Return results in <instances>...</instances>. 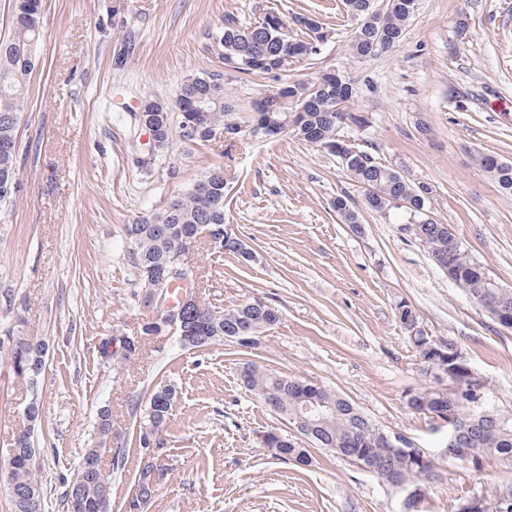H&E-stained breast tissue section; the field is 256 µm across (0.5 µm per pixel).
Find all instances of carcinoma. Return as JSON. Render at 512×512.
Returning a JSON list of instances; mask_svg holds the SVG:
<instances>
[{
  "label": "carcinoma",
  "mask_w": 512,
  "mask_h": 512,
  "mask_svg": "<svg viewBox=\"0 0 512 512\" xmlns=\"http://www.w3.org/2000/svg\"><path fill=\"white\" fill-rule=\"evenodd\" d=\"M348 12L370 22L358 27L350 44V52L357 58H371L389 51L401 38L417 8V0H393L390 7L379 9L374 0H344ZM14 24L8 38L0 39V203L17 189V133L18 123L12 117L24 109L30 75L32 74L38 44L42 0H13ZM302 39L288 34V24L278 13H269L253 25L243 27L233 19L224 20V28L211 34L208 51L224 66L243 75L278 74L282 56L292 43ZM280 103L273 118L284 119L298 114L290 132L298 139L312 143L326 151L338 143L341 129L356 118L347 111L352 97V87L336 73L326 72L313 80H287L279 87ZM144 116L158 131V153L167 152L174 132L190 142L208 146L216 140L219 131L236 123L231 107L224 95V81L213 76H188L182 83L174 104L149 99L145 101ZM183 105L191 119L183 124L184 114L175 111ZM343 169L351 180L368 185L372 191L365 197L366 207L385 214L398 207V202L408 201L407 214L411 218L402 230L423 246L436 265L444 264L455 269L454 284L471 300H488L503 295V302L512 308V288L495 287L486 279L488 272L474 260L452 230L442 224H424L428 189L410 182L400 172L374 160L364 151H346ZM479 164L492 174L498 187L512 194V164L494 163L493 155L481 153ZM331 207L342 223L354 228L359 223V212L352 198L339 195ZM201 224L224 225V169L215 167L186 192L173 197L156 217L125 227V239L130 246L133 267L139 279L143 297L156 288L158 278L166 263L175 255L186 256L192 246L197 226ZM189 326L177 329L184 348H198L216 341L228 340L242 347L258 344L261 335L279 321L278 310L261 299L246 302L227 313L196 301ZM400 323L410 333V340L419 358L431 356L427 346L435 348L455 346L451 339L438 340L418 329L415 310L405 301L397 304ZM169 326L160 320L148 319L140 326V335L132 338L116 336L115 350L104 351L105 357L120 366L132 359L140 350L142 341L150 336H162ZM10 360L22 358L18 377L30 379L32 368L44 369L47 348L45 343L24 333L19 328H8L0 334V353ZM238 378L243 387L260 399L276 415L286 419L296 430H306L313 444L329 450L343 449V454L356 465L371 463L373 474L385 484L397 480L409 487L424 486L433 476L435 460L425 461L394 448L384 440L386 431L376 427L346 399L335 392L270 372L255 363L240 367ZM174 389L169 385L157 387L147 403L135 405L139 442L148 434L160 435L172 415ZM448 387L410 389L407 405L422 414H433L448 408ZM323 404L319 420H299V410L307 402ZM492 420L469 425L464 447L450 449V456L478 469L484 460L495 458L512 467V410L491 411ZM112 412L104 407L98 411L95 443L85 449L82 461L65 497L71 489L81 490L85 509L98 512L97 503L111 498V475L88 477L84 471L106 451H113L112 469L123 464L121 448H112ZM266 447L283 461L309 462L310 453L298 448L287 435L271 429L263 436ZM153 465L146 464L137 481L134 493L128 499L127 512H143L144 506L155 495L156 485L151 482ZM38 449L34 444L15 450L14 466L9 481L11 512H27L22 499L12 490L33 491L43 495L38 476ZM481 512H512V483L502 484L482 496Z\"/></svg>",
  "instance_id": "1"
}]
</instances>
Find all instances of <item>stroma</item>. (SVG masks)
I'll return each mask as SVG.
<instances>
[{
	"instance_id": "stroma-1",
	"label": "stroma",
	"mask_w": 512,
	"mask_h": 512,
	"mask_svg": "<svg viewBox=\"0 0 512 512\" xmlns=\"http://www.w3.org/2000/svg\"><path fill=\"white\" fill-rule=\"evenodd\" d=\"M272 10L319 18L327 40L295 60L289 76L350 79V143L427 187L429 216L451 225L492 278L512 288V195L476 160L484 152L512 163V0H418L401 41L367 59L349 53L359 21L342 0H43L18 132V190L0 209V329L21 325L48 352L34 392L0 356V450L38 398L45 512H66L63 494L103 407L126 450L112 475V512H126L149 459L163 476L143 512H401V494L343 456L313 449L246 391L238 369L248 360L339 393L435 457L426 512H457L512 482V469L495 459L476 470L446 457V425L406 403L407 390L432 380L398 302L414 308L427 335L455 341L486 379L488 405L505 410L512 330L403 232L405 209H366L338 158L289 134L245 136L231 148L177 137L167 152H152L135 118L144 98L171 102L187 76L219 73L233 111L245 116L279 86L270 75L225 69L207 50L226 18L248 26ZM217 166L227 229L252 258L195 248L198 298L219 311L260 298L280 319L253 348L227 340L184 348L158 336L115 370L103 344L138 336L148 316L123 228L162 212ZM345 194L360 208L361 232L330 207ZM164 384L176 389L172 416L161 446L148 451L128 406ZM271 429L310 449V464L276 458L261 442Z\"/></svg>"
}]
</instances>
